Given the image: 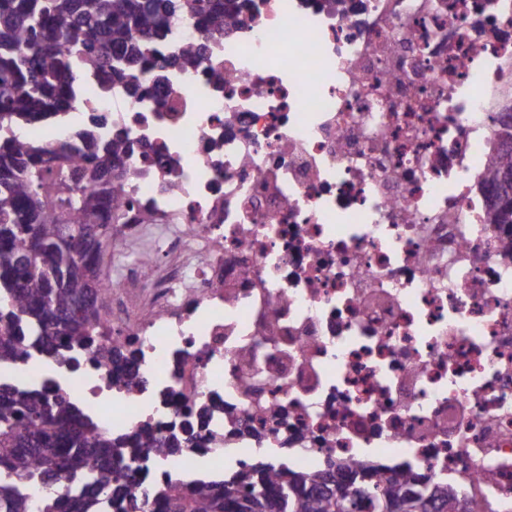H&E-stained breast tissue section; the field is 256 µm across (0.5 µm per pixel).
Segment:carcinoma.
I'll use <instances>...</instances> for the list:
<instances>
[{"instance_id": "obj_1", "label": "carcinoma", "mask_w": 512, "mask_h": 512, "mask_svg": "<svg viewBox=\"0 0 512 512\" xmlns=\"http://www.w3.org/2000/svg\"><path fill=\"white\" fill-rule=\"evenodd\" d=\"M237 0H0V363L90 346L107 308L97 262L112 243L122 214L111 206L133 178L124 165L132 145L120 133L100 140L86 133L56 146L26 141L15 130L77 110V89L92 72L112 69L129 94L145 93L143 76L179 65L159 58L158 44L175 16L192 12L208 34L221 37L236 23ZM512 156L489 162L496 186V224H512ZM59 224L83 238L72 250L54 246ZM75 265L85 273L69 272ZM94 418L73 398L49 399L36 384L0 380V512H107L145 456L169 443L140 431L122 445L88 444ZM336 463L314 474L283 477L264 464L190 485L157 484L143 501L120 512H468L459 496L432 477L389 475L366 467L336 482ZM69 481L62 500L56 489ZM42 489L38 500L29 490Z\"/></svg>"}]
</instances>
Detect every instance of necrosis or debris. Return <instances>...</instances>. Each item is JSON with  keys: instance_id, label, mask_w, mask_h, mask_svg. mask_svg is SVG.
I'll use <instances>...</instances> for the list:
<instances>
[{"instance_id": "4bbe7bcc", "label": "necrosis or debris", "mask_w": 512, "mask_h": 512, "mask_svg": "<svg viewBox=\"0 0 512 512\" xmlns=\"http://www.w3.org/2000/svg\"><path fill=\"white\" fill-rule=\"evenodd\" d=\"M197 64L130 96L100 71L47 144L123 132L135 175L85 353L0 365L113 439H173L127 495L265 459L446 477L512 512V0H248ZM97 125H90V118ZM140 379L130 387V379ZM489 177L496 186V195L491 211L495 224H512V156L504 153L489 162ZM510 177V191L503 190V178Z\"/></svg>"}]
</instances>
